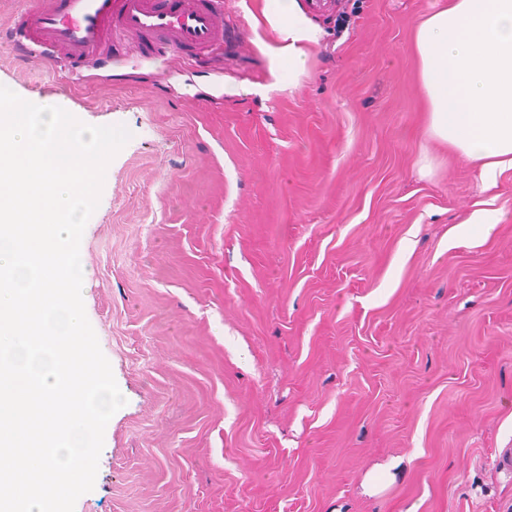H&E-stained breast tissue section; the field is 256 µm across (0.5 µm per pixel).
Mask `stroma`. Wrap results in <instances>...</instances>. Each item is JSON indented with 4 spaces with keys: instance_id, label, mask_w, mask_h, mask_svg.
I'll return each instance as SVG.
<instances>
[{
    "instance_id": "35a3bbf8",
    "label": "stroma",
    "mask_w": 512,
    "mask_h": 512,
    "mask_svg": "<svg viewBox=\"0 0 512 512\" xmlns=\"http://www.w3.org/2000/svg\"><path fill=\"white\" fill-rule=\"evenodd\" d=\"M262 2L205 63L0 48V85L131 133L80 243L126 404L74 512H512V169L484 189L424 131L440 0H296L322 37L267 95Z\"/></svg>"
}]
</instances>
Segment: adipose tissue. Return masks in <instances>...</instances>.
Returning <instances> with one entry per match:
<instances>
[{
  "instance_id": "adipose-tissue-1",
  "label": "adipose tissue",
  "mask_w": 512,
  "mask_h": 512,
  "mask_svg": "<svg viewBox=\"0 0 512 512\" xmlns=\"http://www.w3.org/2000/svg\"><path fill=\"white\" fill-rule=\"evenodd\" d=\"M262 15L278 34L270 57L296 81L320 30L295 0H264ZM413 57L427 135L495 185L512 168V0H443L418 24Z\"/></svg>"
}]
</instances>
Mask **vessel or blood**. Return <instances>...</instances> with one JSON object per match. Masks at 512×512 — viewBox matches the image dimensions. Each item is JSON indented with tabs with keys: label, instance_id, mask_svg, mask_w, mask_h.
Wrapping results in <instances>:
<instances>
[{
	"label": "vessel or blood",
	"instance_id": "obj_1",
	"mask_svg": "<svg viewBox=\"0 0 512 512\" xmlns=\"http://www.w3.org/2000/svg\"><path fill=\"white\" fill-rule=\"evenodd\" d=\"M230 35L224 0H31L0 23V47L73 70L111 66L114 43L128 38L138 57L153 60L220 55Z\"/></svg>",
	"mask_w": 512,
	"mask_h": 512
}]
</instances>
